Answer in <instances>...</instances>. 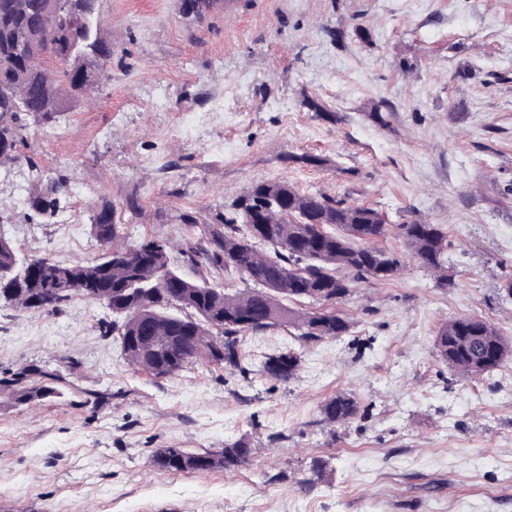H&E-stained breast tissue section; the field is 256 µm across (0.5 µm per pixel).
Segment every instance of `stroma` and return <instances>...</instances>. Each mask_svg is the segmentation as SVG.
<instances>
[{"instance_id":"obj_1","label":"stroma","mask_w":512,"mask_h":512,"mask_svg":"<svg viewBox=\"0 0 512 512\" xmlns=\"http://www.w3.org/2000/svg\"><path fill=\"white\" fill-rule=\"evenodd\" d=\"M100 19L111 81L30 125L40 180L0 175V235L21 255L94 260L90 224L64 214L134 194L128 236L167 241L197 278L185 245L265 180L442 225L448 284L389 236L404 270L336 302L347 335H250L242 370L199 360L162 382L125 360L103 304L1 305L0 378L38 365L65 381L25 404L0 386V512H512V359L470 379L434 347L456 316L512 337V0H218L202 18L182 0H102ZM302 153L326 163L289 162ZM59 182L58 215L37 216L26 196ZM288 350L302 367L285 385L262 364ZM340 392L359 412L331 424ZM239 439L253 453L229 470L153 463Z\"/></svg>"}]
</instances>
